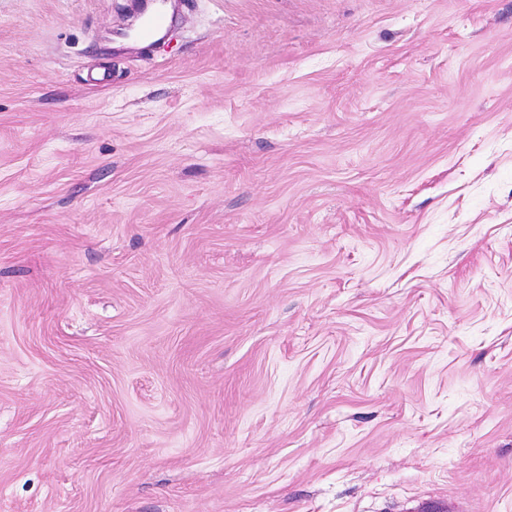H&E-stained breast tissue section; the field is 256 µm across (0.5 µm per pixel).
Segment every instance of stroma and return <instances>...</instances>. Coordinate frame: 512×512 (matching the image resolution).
<instances>
[{"mask_svg":"<svg viewBox=\"0 0 512 512\" xmlns=\"http://www.w3.org/2000/svg\"><path fill=\"white\" fill-rule=\"evenodd\" d=\"M0 0V512H512V0Z\"/></svg>","mask_w":512,"mask_h":512,"instance_id":"35a3bbf8","label":"stroma"}]
</instances>
